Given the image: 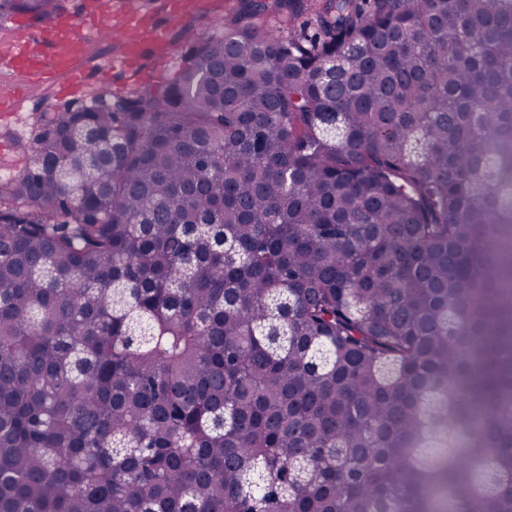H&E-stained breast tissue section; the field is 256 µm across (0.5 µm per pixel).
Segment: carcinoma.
<instances>
[{"instance_id": "1", "label": "carcinoma", "mask_w": 512, "mask_h": 512, "mask_svg": "<svg viewBox=\"0 0 512 512\" xmlns=\"http://www.w3.org/2000/svg\"><path fill=\"white\" fill-rule=\"evenodd\" d=\"M17 155L0 512H512V0H244Z\"/></svg>"}]
</instances>
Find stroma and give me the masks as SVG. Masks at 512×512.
<instances>
[{"label":"stroma","instance_id":"stroma-1","mask_svg":"<svg viewBox=\"0 0 512 512\" xmlns=\"http://www.w3.org/2000/svg\"><path fill=\"white\" fill-rule=\"evenodd\" d=\"M141 15L166 34L165 50L145 45L140 59L123 68L116 61L121 57L119 41L98 39L84 34L85 55L94 60L93 66L84 68V82L65 93L56 89H42L27 74L0 65V81H8L22 90L20 105L14 118L0 120V182L7 179L8 163L15 151L17 140H28L36 133L35 123L43 112L65 104L89 98L102 87L113 93L126 94L148 86L157 90L166 88L173 80L185 50L187 40H202L219 29L222 19L241 7V0H196L195 6L183 11L179 18L169 15L168 0H138Z\"/></svg>","mask_w":512,"mask_h":512}]
</instances>
